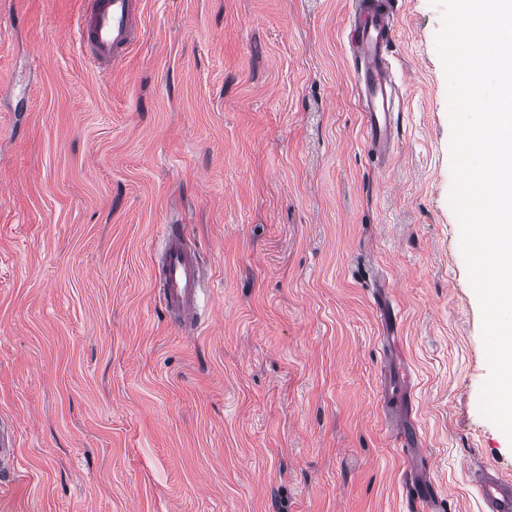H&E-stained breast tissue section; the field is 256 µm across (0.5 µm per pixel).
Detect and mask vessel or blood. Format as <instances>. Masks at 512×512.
Instances as JSON below:
<instances>
[{
    "label": "vessel or blood",
    "instance_id": "1",
    "mask_svg": "<svg viewBox=\"0 0 512 512\" xmlns=\"http://www.w3.org/2000/svg\"><path fill=\"white\" fill-rule=\"evenodd\" d=\"M90 8L78 21L74 39L81 51L100 67L121 59L138 35L137 0H89ZM355 31L352 59L355 85L361 100L365 138L376 157L386 156L395 141L398 119L394 112L398 88L388 59L393 14L387 0H352ZM164 246L154 276L160 297L173 320L197 327L202 272L191 243L176 227L164 225ZM481 512H512V480L496 469L476 473Z\"/></svg>",
    "mask_w": 512,
    "mask_h": 512
}]
</instances>
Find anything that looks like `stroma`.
I'll return each mask as SVG.
<instances>
[{
  "label": "stroma",
  "mask_w": 512,
  "mask_h": 512,
  "mask_svg": "<svg viewBox=\"0 0 512 512\" xmlns=\"http://www.w3.org/2000/svg\"><path fill=\"white\" fill-rule=\"evenodd\" d=\"M389 2L378 160L348 0H142L106 70L73 40L81 0H0V512H480L473 471L512 475L479 412L441 11ZM165 224L204 271L191 335L151 283Z\"/></svg>",
  "instance_id": "stroma-1"
}]
</instances>
